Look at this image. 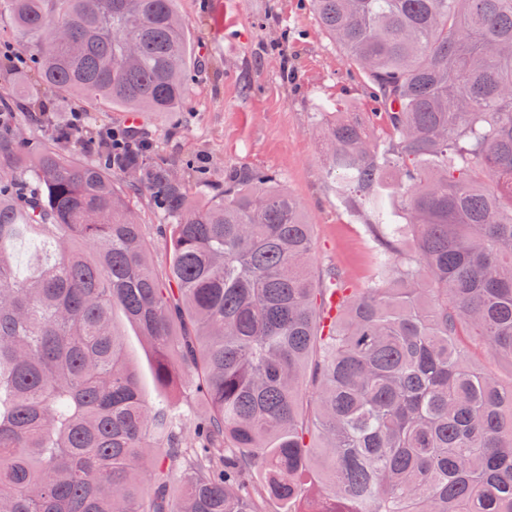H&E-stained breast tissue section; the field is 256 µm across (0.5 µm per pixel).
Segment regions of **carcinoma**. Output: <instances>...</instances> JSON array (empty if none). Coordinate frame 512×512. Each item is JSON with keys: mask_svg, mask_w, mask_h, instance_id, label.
Returning a JSON list of instances; mask_svg holds the SVG:
<instances>
[{"mask_svg": "<svg viewBox=\"0 0 512 512\" xmlns=\"http://www.w3.org/2000/svg\"><path fill=\"white\" fill-rule=\"evenodd\" d=\"M311 6L373 86L375 112L326 123L376 242L364 289L313 270L275 175L191 179L141 124L79 163L22 142L36 96L0 99V512H512V385L457 344L512 363V0ZM2 11L60 96L176 112L204 65L178 0ZM115 174L168 218L165 271ZM117 309L208 415L144 399ZM461 338L459 346L468 358L491 370L504 384H510L511 372L508 364L501 361L490 362L486 350L478 338L474 336H461Z\"/></svg>", "mask_w": 512, "mask_h": 512, "instance_id": "cac0c4a2", "label": "carcinoma"}]
</instances>
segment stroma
<instances>
[{
    "label": "stroma",
    "instance_id": "stroma-1",
    "mask_svg": "<svg viewBox=\"0 0 512 512\" xmlns=\"http://www.w3.org/2000/svg\"><path fill=\"white\" fill-rule=\"evenodd\" d=\"M179 9L205 66L193 77L185 109L145 116L152 131L150 153L178 163L192 160L219 182L225 173L244 168L276 175L312 226L315 269L336 268L348 287H368L373 243L326 177L320 115L373 111L370 83L322 30L309 0H179ZM84 110L96 129L123 128L131 120L129 113L98 106L89 110L65 98L55 111L28 123L23 136L46 142L56 126ZM128 197L155 264L164 267L170 241L163 217L147 194L132 191ZM115 325L146 400H159L151 349L123 316H116Z\"/></svg>",
    "mask_w": 512,
    "mask_h": 512
}]
</instances>
